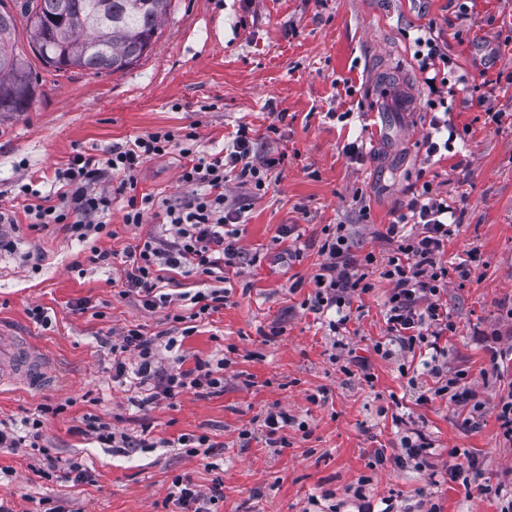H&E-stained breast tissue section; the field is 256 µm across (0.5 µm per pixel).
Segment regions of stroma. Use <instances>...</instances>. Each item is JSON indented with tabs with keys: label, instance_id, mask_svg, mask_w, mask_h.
I'll use <instances>...</instances> for the list:
<instances>
[{
	"label": "stroma",
	"instance_id": "obj_1",
	"mask_svg": "<svg viewBox=\"0 0 512 512\" xmlns=\"http://www.w3.org/2000/svg\"><path fill=\"white\" fill-rule=\"evenodd\" d=\"M432 24L448 44L449 78L467 76L471 89L448 99V121L466 131L467 148L430 159L423 147L430 113L380 112L372 85L396 73L426 97L408 35ZM15 38L36 83L26 111L0 115V210L14 222L13 246L0 252V326L46 355L50 377L35 389L0 385V423L18 429L41 419L44 446L0 450V512H42L48 504L63 512H184L169 496L178 475L205 494L221 484L217 512H325L359 486L376 506L394 497L397 512L434 503L441 512H500L498 497L451 481L448 461L451 449L468 451L482 483L512 484V442L497 419L512 391V362L493 366L494 355L512 347V0H172L151 47L110 75L45 68L31 55L24 20ZM342 112L348 121H338ZM377 121L382 138L365 139L360 156H346L344 144ZM240 123L259 135L256 159H286L239 227L254 265L232 277L224 307L188 337L167 310L119 294L125 256L155 227L154 216L128 226L114 201L113 234L92 250L62 225L30 224L15 197L19 175L49 191L55 169L78 151L100 158L135 135L193 126L211 155ZM184 163L176 151L146 162L138 193L187 197ZM422 178L462 210L442 263L468 260L477 269L466 279L449 274L442 301L456 330L439 340L448 373L466 374L485 404L469 430L462 426L467 407L440 397L418 401L442 384L427 367L431 350L375 354L387 336L388 280L373 277L372 290L353 298L360 315L340 341L303 307L322 262L324 227L348 225L352 253L384 261L386 229ZM285 225L301 250L293 260L278 241ZM98 249L112 253L111 264L96 260ZM36 305L51 325L30 318ZM133 326L179 338L185 368L198 358L226 359L223 390L156 400L153 381L113 379L107 341ZM351 350L370 358L373 384L340 372L337 359ZM320 390L324 401L310 403ZM270 411L297 420L284 445L269 446L261 435L240 439L241 428ZM90 415L145 447L128 455L83 435ZM184 435H205L220 447L218 468L185 455L177 445ZM416 435L429 443L426 465H395L402 438ZM377 448L387 459L373 467ZM47 454L82 464L85 479L43 476Z\"/></svg>",
	"mask_w": 512,
	"mask_h": 512
}]
</instances>
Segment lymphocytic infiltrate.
I'll return each instance as SVG.
<instances>
[{
  "mask_svg": "<svg viewBox=\"0 0 512 512\" xmlns=\"http://www.w3.org/2000/svg\"><path fill=\"white\" fill-rule=\"evenodd\" d=\"M415 44L418 69L430 93L426 108L432 118L424 146L426 155L431 157L441 149L450 148L457 138L446 117L448 54L440 36L431 29L417 35ZM199 139L193 128L164 129L113 144L98 160L76 153L66 167L55 172L54 181L61 186L59 202L55 205L38 203V190L26 182L19 183L18 193L27 199L24 210L31 224L65 225L71 238L81 243L108 234L102 217L115 200H123V222L134 227L143 224L149 209L161 206L162 224L129 254L124 291L137 294L145 309L166 308L173 302L172 294L164 290L168 273L196 272L219 283L216 289L190 296L189 301L197 305L196 315L201 318L216 312L228 300L230 290L225 282L229 270L242 268L250 261L248 253L239 245L238 226L243 221L246 205L229 196V182H236L241 188L250 187L252 194H260L268 188L269 174L281 160L277 157L254 160L255 133L245 124L238 126L232 143L225 146L220 156L210 158L198 154ZM173 149L188 160L180 181L190 187V197L158 203L151 195L138 194L136 175L140 167ZM108 174L116 179V187L102 185V178ZM460 227L457 207L426 181L386 230L387 240L394 245L380 273L392 285L384 303L387 343L398 346L400 351L411 352L423 346L438 356L447 354L436 343L444 332L455 329L442 303L449 271L441 257ZM320 253L323 261L313 277L314 293L304 307L310 313L328 316L330 331L341 336L350 321L352 297L372 289L366 268L373 265L375 256L369 253L363 261L352 260L349 233L343 224L325 227ZM174 346V340L162 344L158 339L144 337L137 329L121 332L111 345L115 378L121 380L132 375L141 380H154L159 396L170 400L187 389L223 388L225 362L221 359L214 363L197 362L190 371L156 366L160 350L169 351ZM132 349L137 350L141 359L134 368L125 359ZM442 396L449 402L469 406L470 415L465 424L470 428L478 425L484 404L477 401L463 376L446 379L444 385L423 391L419 400L428 403Z\"/></svg>",
  "mask_w": 512,
  "mask_h": 512,
  "instance_id": "1",
  "label": "lymphocytic infiltrate"
}]
</instances>
